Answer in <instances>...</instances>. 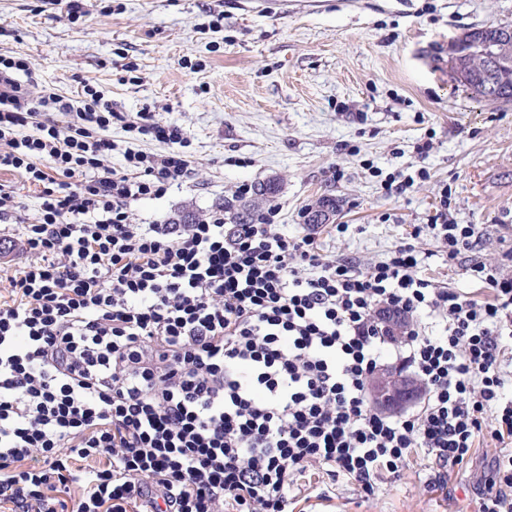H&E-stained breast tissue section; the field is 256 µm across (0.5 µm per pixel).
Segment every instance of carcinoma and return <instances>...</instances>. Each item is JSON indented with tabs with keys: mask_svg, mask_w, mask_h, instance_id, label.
<instances>
[{
	"mask_svg": "<svg viewBox=\"0 0 512 512\" xmlns=\"http://www.w3.org/2000/svg\"><path fill=\"white\" fill-rule=\"evenodd\" d=\"M448 66L472 97L489 104L512 103V25L472 26L448 44ZM231 224H249L255 209L224 207ZM336 212V200L322 199L307 214V223L321 224Z\"/></svg>",
	"mask_w": 512,
	"mask_h": 512,
	"instance_id": "cac0c4a2",
	"label": "carcinoma"
}]
</instances>
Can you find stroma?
Instances as JSON below:
<instances>
[{
    "label": "stroma",
    "mask_w": 512,
    "mask_h": 512,
    "mask_svg": "<svg viewBox=\"0 0 512 512\" xmlns=\"http://www.w3.org/2000/svg\"><path fill=\"white\" fill-rule=\"evenodd\" d=\"M85 10L74 20L56 0H0V55L28 59L38 87L71 96L89 85L115 111L186 130L189 174L134 202L135 223L247 204L238 186L270 182L284 233L314 235L321 254L364 263L413 241L427 254L423 277L492 298L466 269L512 248V105L459 86L448 44L474 25L512 24V0H87ZM325 197L335 216L307 224ZM443 204L479 231L453 261L426 228ZM498 446L477 440L444 490L420 453L370 499L309 470L294 476L290 508L478 512Z\"/></svg>",
    "instance_id": "stroma-1"
}]
</instances>
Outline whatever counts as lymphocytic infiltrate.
<instances>
[{"label": "lymphocytic infiltrate", "mask_w": 512, "mask_h": 512, "mask_svg": "<svg viewBox=\"0 0 512 512\" xmlns=\"http://www.w3.org/2000/svg\"><path fill=\"white\" fill-rule=\"evenodd\" d=\"M31 64L0 57V170L39 189V217L0 234L28 264L0 299V503L62 512H288L293 474L323 470L373 497L423 451L438 488L483 431L499 441V489L482 512H512V276L477 261L478 302L419 274L412 243L381 261L324 257L268 208L192 224L134 223L133 202L186 175L188 136L154 114L30 90ZM73 121L59 127L55 113ZM132 139L161 154L120 148ZM122 151L126 173L112 170ZM448 258L478 239L439 209ZM423 384L413 411L368 400L384 366ZM102 458L98 467L77 462Z\"/></svg>", "instance_id": "1"}]
</instances>
